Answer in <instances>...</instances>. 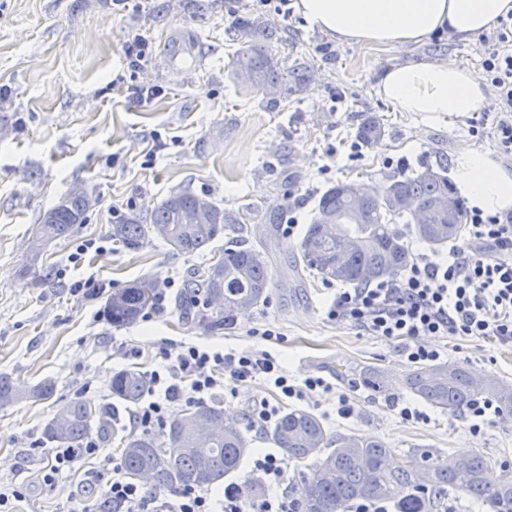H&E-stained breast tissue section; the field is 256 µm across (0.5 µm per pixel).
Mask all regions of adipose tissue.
Returning <instances> with one entry per match:
<instances>
[{"instance_id": "obj_1", "label": "adipose tissue", "mask_w": 512, "mask_h": 512, "mask_svg": "<svg viewBox=\"0 0 512 512\" xmlns=\"http://www.w3.org/2000/svg\"><path fill=\"white\" fill-rule=\"evenodd\" d=\"M291 7L309 28L356 46L402 47L439 32L471 40L512 14V0H292ZM485 92L478 71L450 58L395 66L378 79L379 95L396 110L435 121L470 115ZM453 175L469 207L512 209V170L491 153L462 152Z\"/></svg>"}]
</instances>
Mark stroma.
I'll return each instance as SVG.
<instances>
[{
  "mask_svg": "<svg viewBox=\"0 0 512 512\" xmlns=\"http://www.w3.org/2000/svg\"><path fill=\"white\" fill-rule=\"evenodd\" d=\"M255 0H138L116 13L110 0H0V374L21 390L46 377L55 379L50 399L22 400L0 409V479L24 483L28 492L18 512H68L79 477L57 487L41 480V459L29 442L62 404L110 391L123 369L148 372L164 352L196 343L243 350L268 347L283 359L290 376H323L327 394L299 401L329 432L381 440L396 456L407 452L479 454L493 472L512 471V425L490 418L472 435L466 416L428 409V421L406 422L395 404L412 402L402 386L411 366L396 343L363 336L351 326L327 320L336 283L293 281L299 235L286 224L310 222L320 194L332 183L353 181L367 189L389 176L388 159L454 164L463 151H493L492 139H475L469 118L427 122L397 112L376 92L380 74L392 65L427 62L443 56L479 67L487 49L482 39L464 41L440 33L402 49L351 46L306 27L297 15L282 20L281 44L271 47L280 68L293 61L311 70V83L269 108L260 94L237 87L229 66L237 42L224 30L240 14H259ZM189 32L192 54L173 58L176 36ZM140 36L149 53L129 70L124 43ZM124 83H117V76ZM131 85L160 87L157 98L139 104ZM370 113L386 128L382 140L357 148L355 130ZM84 183L99 198L87 223L52 245L46 266L31 267L29 232L40 213L53 207L71 184ZM209 193L226 210L246 204L279 206L277 223L258 220L250 238L263 240L274 271L267 303L240 314L233 329L219 334L187 324L177 283L186 281L206 257L177 256L159 240L131 253L112 248L88 253L84 266L59 278L58 271L77 242L107 238L121 213L151 211L170 192ZM97 275L107 292L146 276L167 282L157 305L134 323L115 327L102 315L105 295L89 299L76 281ZM42 278L34 286V278ZM275 324L282 341L264 344L260 330ZM443 360L475 375H494L512 384V347L487 341L439 338ZM376 367L393 379L378 391L363 382L361 370ZM256 384L240 386L225 400L228 418L245 428L252 450L268 447L263 430L245 419L247 405L263 396ZM352 407L336 413L339 395Z\"/></svg>",
  "mask_w": 512,
  "mask_h": 512,
  "instance_id": "stroma-1",
  "label": "stroma"
}]
</instances>
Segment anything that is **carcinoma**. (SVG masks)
<instances>
[{
	"label": "carcinoma",
	"mask_w": 512,
	"mask_h": 512,
	"mask_svg": "<svg viewBox=\"0 0 512 512\" xmlns=\"http://www.w3.org/2000/svg\"><path fill=\"white\" fill-rule=\"evenodd\" d=\"M280 31L275 21L262 17L243 18L232 30V40L240 44L231 64L234 81L260 92L274 106L285 94L311 81L310 71L302 64L296 62L283 70L272 61L269 49L280 40ZM385 133L381 120L371 115L363 116L356 128V138L366 148ZM446 171L442 165L422 163L407 173L384 179L360 203L352 194V189L359 188L354 182L338 181L327 187L299 244L300 261L292 269L293 278L302 281L307 276L316 277L361 288L397 277L412 261L403 237L393 228L398 220L413 225L414 235L434 249L456 240L464 229L466 213ZM405 198L428 210V223H418L401 207ZM443 199L451 201V210L438 207ZM202 201L210 207L204 222L196 220ZM97 204V196L84 184H72L33 225L28 244L30 261L42 258L52 244L70 234L74 225L86 223ZM327 215L339 218L330 232L321 224ZM246 231L242 215L224 210L210 195L177 190L148 215L134 211L118 215L109 234L112 242L129 252H138L157 239L178 256H195L214 241L226 239L223 253L194 268L184 294L194 325L218 333L234 326L240 309L263 306L273 285L265 243H252L244 236ZM158 295V282L145 277L112 292L104 315L114 326L129 325L156 303ZM363 377L380 389L391 386L388 376L374 367L365 369ZM147 387L146 376L136 369L122 370L112 377V396L124 404L136 403ZM404 387L423 403L451 415L462 414L480 398H490L502 411L512 413L511 384L490 376L478 386L467 368L451 361L413 369ZM54 389L55 382L46 378L21 394L8 377L0 375V408L23 399L46 400ZM60 410L66 413L65 419L55 414L41 429L47 443L77 448L92 428L102 434L113 430L112 409L87 399L75 398ZM200 418L218 426L204 447L196 442L195 422ZM266 437L288 460L303 463L309 470L293 484L298 512H348V506L359 500L383 503L393 512H440L450 492L469 497L488 507L489 512H512V474L504 471L498 483L487 482L489 466L479 455L408 453L396 459L382 441L356 434L333 435L317 416L296 408L282 413ZM249 452L250 440L237 424L224 419V407L219 402L181 410L170 420L162 441L130 433L120 449L125 473L131 478L145 476L159 489H208L238 472Z\"/></svg>",
	"instance_id": "carcinoma-1"
}]
</instances>
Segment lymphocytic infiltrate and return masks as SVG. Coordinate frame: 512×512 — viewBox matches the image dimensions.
<instances>
[{
	"mask_svg": "<svg viewBox=\"0 0 512 512\" xmlns=\"http://www.w3.org/2000/svg\"><path fill=\"white\" fill-rule=\"evenodd\" d=\"M481 61L494 93V117L476 115L472 136L491 138L499 155L512 159V14L499 18L486 35ZM470 238L453 245L447 258L420 253L395 279L362 288L341 289L327 310L330 321L346 324L367 336L396 342L411 364H431L441 354L435 338L462 337L512 346V212L468 214ZM262 384L267 396L247 410L254 428L275 421L282 404L328 390L319 376L291 378L282 361L265 350L224 352L196 344L181 345L176 356L149 374V385L128 412L131 431L163 428L180 404H197L239 386ZM43 481L55 486L73 475L102 491L99 505L71 498L69 512H292L285 491L292 481L288 463L275 452L261 453L251 463L249 487L225 484L222 497L186 487L161 493L128 479L119 460L89 435L77 448H56L44 455Z\"/></svg>",
	"mask_w": 512,
	"mask_h": 512,
	"instance_id": "obj_1",
	"label": "lymphocytic infiltrate"
}]
</instances>
